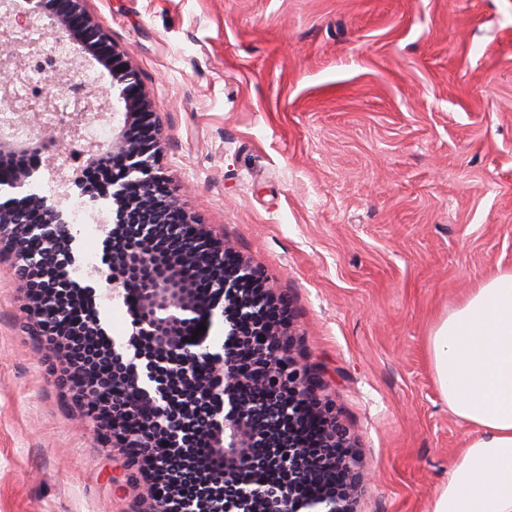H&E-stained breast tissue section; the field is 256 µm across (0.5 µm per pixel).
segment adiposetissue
<instances>
[{"label": "adipose tissue", "instance_id": "obj_1", "mask_svg": "<svg viewBox=\"0 0 512 512\" xmlns=\"http://www.w3.org/2000/svg\"><path fill=\"white\" fill-rule=\"evenodd\" d=\"M428 344L442 398L472 431L427 512H512V270L473 289Z\"/></svg>", "mask_w": 512, "mask_h": 512}]
</instances>
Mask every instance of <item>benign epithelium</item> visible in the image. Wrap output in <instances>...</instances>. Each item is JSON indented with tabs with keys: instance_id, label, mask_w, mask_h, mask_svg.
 <instances>
[{
	"instance_id": "7a95c632",
	"label": "benign epithelium",
	"mask_w": 512,
	"mask_h": 512,
	"mask_svg": "<svg viewBox=\"0 0 512 512\" xmlns=\"http://www.w3.org/2000/svg\"><path fill=\"white\" fill-rule=\"evenodd\" d=\"M85 2L57 0L49 5L36 0L35 9H55L56 44L79 41L98 62L110 65L123 53ZM43 52L41 43L32 42L20 54L13 32L0 29V156L45 134L42 116L53 110L52 90L44 88L41 99L26 109L14 94L15 86L28 80L26 59ZM112 90L124 103L123 113L112 109V141L83 145L92 159L113 160L107 182L92 185L81 176L67 175L61 181L92 200L112 199V223L129 228L122 248L110 251L112 279L106 284L116 301L127 300L132 291L138 295L128 343L134 353L124 371L110 376L71 365L63 384L95 418L106 446L124 455L131 468L142 460L149 463L148 469L127 476L139 488V512H235L241 505L246 512H354L357 460L346 451V431L321 398V377L303 361L292 332L281 320L268 319L284 303L262 287L253 267L235 258L231 243L211 238L206 225L192 221L166 190L158 167V126L136 72L129 66L112 71ZM82 98L84 104L58 118V126L73 141L84 139L99 96L89 88ZM28 202L35 208V220L29 212L0 207V255L10 257L11 266L22 274L31 267L28 240L36 237L50 250L63 245L62 267H67L75 261L71 225L56 203L36 196ZM162 242L174 244L165 256L159 254ZM193 271L206 280L208 296H200L193 286ZM221 302L225 341L220 350H211L203 334L195 340L182 334L186 324L211 321ZM51 309L62 318L69 314L58 304L55 289L27 290L23 313L38 330L46 326ZM161 373L183 386L190 403H218L204 436L207 455L198 460L196 470L206 482L230 485L232 499L221 493L199 500L172 478L176 459L170 449L178 447L180 430L170 416L167 394L156 383ZM271 402L296 430L305 411H316L323 423L324 452L319 458L311 457L304 441L290 439L271 460H254L253 448L275 424ZM154 472L169 476L165 489L154 485ZM336 472L347 477L345 493L330 496L326 477Z\"/></svg>"
}]
</instances>
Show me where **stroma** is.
Segmentation results:
<instances>
[{
	"mask_svg": "<svg viewBox=\"0 0 512 512\" xmlns=\"http://www.w3.org/2000/svg\"><path fill=\"white\" fill-rule=\"evenodd\" d=\"M139 74L174 198L285 298L361 461L357 512H427L471 431L436 323L512 269V0H87ZM70 276L97 286L73 229ZM0 265V512H136Z\"/></svg>",
	"mask_w": 512,
	"mask_h": 512,
	"instance_id": "stroma-1",
	"label": "stroma"
}]
</instances>
